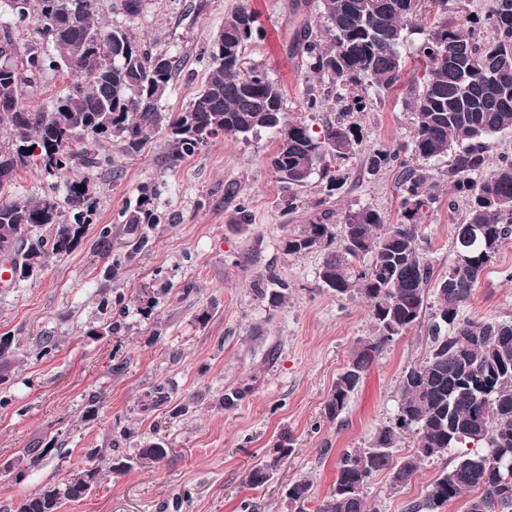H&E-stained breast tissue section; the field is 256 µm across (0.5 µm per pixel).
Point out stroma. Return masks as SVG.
I'll return each instance as SVG.
<instances>
[{"mask_svg": "<svg viewBox=\"0 0 512 512\" xmlns=\"http://www.w3.org/2000/svg\"><path fill=\"white\" fill-rule=\"evenodd\" d=\"M242 6L258 16L260 26L246 43L245 68H259L282 86L288 118L322 128L335 116L327 88L288 49L301 21L321 26L319 0H307L301 12L294 11L293 0H144L138 16L107 8L102 14L110 25L181 60L162 101L165 111L179 112L206 79L214 34ZM423 40L422 31L408 35L402 86L368 88L369 108L357 119L360 151L342 163L348 180L332 196L315 176L289 202L270 166L276 143L268 132L212 138L174 167L161 135L131 158L119 143L96 145L97 153L111 156L112 166L71 174L86 180L96 205L81 246L50 262L39 279L0 288V334L15 336L23 351L14 379L0 386V464L55 435L68 453L64 464L49 454L21 482L0 479V512H13L18 499L38 486L63 482L87 465L88 449L125 429V448L160 437L172 455L109 476L87 497L66 502L62 512H288L283 491L296 479L311 481L304 510L314 512L336 482L342 453L376 443L396 414L402 371L426 356V331L411 329L387 345L345 412L328 420L324 403L337 376L358 341L374 333L370 304L324 288V249L290 255L284 241L289 229L308 223L323 198L337 224L364 206L377 209L386 223L399 221L396 169L368 174L365 155L373 148L409 146L415 115L406 84L423 67L416 53ZM427 167L439 185V201L426 221L423 250L440 274L454 260L448 161L433 160ZM145 183L156 186L164 221L151 232L150 250L138 254L131 236L117 233L113 255L123 264L112 291L130 300L142 288H153L160 292L159 304L151 319L132 309L116 333L91 335V328L114 319L98 309L96 285L105 270L96 254L99 227L112 223ZM230 184L238 190L232 199L224 194ZM241 205L252 219L242 227L231 221ZM271 270L288 286V300L277 308L252 289ZM205 308L213 316L202 325L196 316ZM461 314L477 322L512 317V241L486 269ZM46 339L53 348L45 355ZM156 383L170 387L174 403L186 405V412H141L143 394ZM233 387L246 388V395L232 409L221 408L220 397ZM95 391L104 393V404L87 421L84 408ZM285 430L294 438L293 453L269 484L251 487L249 472L272 454ZM447 462L444 456L423 462L401 488L391 486L387 472L376 474L365 489L372 512H406Z\"/></svg>", "mask_w": 512, "mask_h": 512, "instance_id": "obj_1", "label": "stroma"}]
</instances>
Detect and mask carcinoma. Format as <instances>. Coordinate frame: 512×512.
<instances>
[{
	"label": "carcinoma",
	"mask_w": 512,
	"mask_h": 512,
	"mask_svg": "<svg viewBox=\"0 0 512 512\" xmlns=\"http://www.w3.org/2000/svg\"><path fill=\"white\" fill-rule=\"evenodd\" d=\"M12 19L0 24V125L9 140L0 144V243L17 244L15 282L40 277L47 263L61 260L80 245L95 211L86 182L66 181V194L22 198L13 188L20 172L33 166L59 178L78 167L109 166L110 157L73 149L89 138L100 144L116 139L122 152L133 156L160 132L166 133L171 165L194 156L219 135L242 136L267 131L277 147L270 166L289 192L288 210L320 172L327 195L339 191L346 179L337 164L353 158L361 144L352 115L368 109L361 94L333 96L336 117L315 131L301 121H289L281 86L261 70L242 68L245 43L258 29L257 17L243 6L224 18L208 53L206 80L182 112H165L161 102L176 77L180 62L155 50L124 28L102 21L101 0H7ZM443 17L419 49L426 73L409 84L416 122L411 139L412 160L400 151L375 148L366 155L371 175L399 167L401 219L386 224L370 207L349 212L343 224L331 222L321 210L286 239L290 255L327 249L319 271L326 288L343 297L352 292L370 302L377 334L360 340L346 369L338 376L324 405L328 420L347 408L376 355L396 337L426 325L429 348L425 358L402 371L394 423L384 428L371 448L343 453L332 494L317 512H370L365 487L387 471L393 486L407 484L423 461L441 457L462 444L473 449L444 467L420 502L408 512H439L445 504L470 493L464 512H512V317L476 323L460 317L483 271L501 246L512 239V160L488 169L486 139L512 134V0H490L481 17L466 8L448 16L450 0H429ZM323 31L303 22L290 50L307 68L333 88L336 84L363 89H390L401 81L404 30L413 25L405 0H321ZM35 24L50 42L45 52L16 37ZM66 67L74 76L67 92L45 110L34 112L25 102L35 77L48 69ZM336 142L339 150L330 152ZM41 148L35 153L30 148ZM450 157L448 192L464 206L454 225V250L468 229L478 231L470 246L471 263L448 268L435 277L421 248L424 223L435 197L429 175L414 161ZM140 200L123 208L115 223L138 236L136 250L150 247L144 228L161 223L156 186L144 183ZM97 251L112 257V226L99 228ZM120 262L107 266L99 284L101 309L128 310L122 295L112 296L111 280ZM256 296L278 307L288 288L275 274L257 278ZM148 319L156 297L144 289L133 298ZM22 358L15 338L0 343V385L13 380ZM172 402L163 385L144 395L142 411H158ZM412 432L418 444L399 463L393 448L401 435ZM118 440L109 448H93L89 460L109 452L108 468L93 464L72 472L62 483L47 484L17 501L14 512H60L66 501H78L108 474L162 462L174 449L162 439L129 455ZM294 440L285 433L274 454L248 475L250 486L267 484L281 460L293 453ZM59 458L65 452L50 439L44 448H28L0 467L3 478H18L39 466L48 448ZM311 483H288V507L303 512Z\"/></svg>",
	"instance_id": "obj_1"
}]
</instances>
